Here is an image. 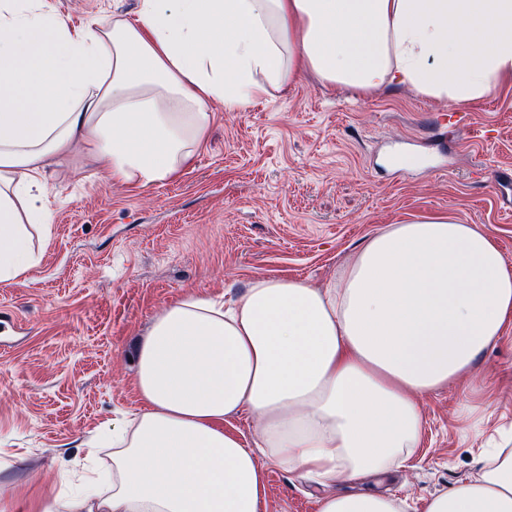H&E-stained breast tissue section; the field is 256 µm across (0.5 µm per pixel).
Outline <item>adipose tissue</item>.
<instances>
[{
	"instance_id": "obj_1",
	"label": "adipose tissue",
	"mask_w": 512,
	"mask_h": 512,
	"mask_svg": "<svg viewBox=\"0 0 512 512\" xmlns=\"http://www.w3.org/2000/svg\"><path fill=\"white\" fill-rule=\"evenodd\" d=\"M311 72L373 95L455 105L512 85V0H140L73 28L50 0H0V283L24 284L48 233L47 161L82 146L112 178L176 175L233 109ZM512 320V268L448 214L393 224L340 282L258 276L232 302L192 292L138 348L141 411L102 430L112 466L34 512H264L265 462L359 481L420 441L419 399L466 379ZM251 415L247 443L226 420ZM318 512H401L374 493ZM424 512H512V437Z\"/></svg>"
}]
</instances>
